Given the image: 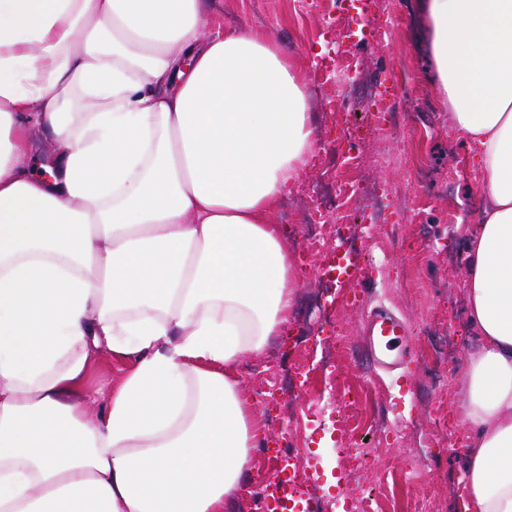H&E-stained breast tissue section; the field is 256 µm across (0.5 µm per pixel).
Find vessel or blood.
<instances>
[{
	"instance_id": "1",
	"label": "vessel or blood",
	"mask_w": 512,
	"mask_h": 512,
	"mask_svg": "<svg viewBox=\"0 0 512 512\" xmlns=\"http://www.w3.org/2000/svg\"><path fill=\"white\" fill-rule=\"evenodd\" d=\"M363 342L376 366L385 370L403 366L412 357L407 323L377 307L367 316Z\"/></svg>"
}]
</instances>
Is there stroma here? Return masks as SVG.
I'll return each instance as SVG.
<instances>
[{
	"mask_svg": "<svg viewBox=\"0 0 512 512\" xmlns=\"http://www.w3.org/2000/svg\"><path fill=\"white\" fill-rule=\"evenodd\" d=\"M415 0H374L362 8L352 0L337 12L336 0H316L298 11L294 0H208L216 28L240 25L268 32L288 53L306 64L311 110L321 136L319 155L329 169L310 161L291 189V197L315 199L332 180L353 175L364 190L357 204H342L349 223L370 225L371 236L356 245L348 260L356 283L327 282L300 274L293 318L274 337L266 356L245 358L237 369L242 394L252 400L263 441L254 452L258 482L243 492L233 512H260L259 492H272L276 479L264 456L272 448L296 446L312 452L318 493L340 508L354 486H373L376 512H417L420 489L431 482L429 512H465V448L469 429L458 392L468 353L478 339L467 314L465 256L470 215L479 192L473 180L477 160L463 136L450 130L445 105L426 80L427 35ZM352 67L357 99L349 119L365 134V160L350 169L336 145L339 94L330 77L340 64ZM435 179L423 183L417 170ZM367 289L372 304L391 309L410 326L415 360L405 376H376L363 342L366 311L352 302L354 287ZM347 336L335 378L317 365L319 342L330 334ZM306 341L307 381L296 383V410L279 407V394L267 368L287 353L291 337ZM447 372V392L435 386L427 368ZM128 367L126 359L101 352L90 364L86 387L105 398ZM357 397L360 413L355 437L375 465L363 469L346 451L345 438L332 424L306 426L307 414L323 398Z\"/></svg>",
	"mask_w": 512,
	"mask_h": 512,
	"instance_id": "stroma-1",
	"label": "stroma"
}]
</instances>
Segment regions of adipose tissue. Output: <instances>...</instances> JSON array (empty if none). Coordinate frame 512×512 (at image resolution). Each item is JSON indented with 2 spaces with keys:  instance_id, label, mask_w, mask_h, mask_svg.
Segmentation results:
<instances>
[{
  "instance_id": "ef3b65f1",
  "label": "adipose tissue",
  "mask_w": 512,
  "mask_h": 512,
  "mask_svg": "<svg viewBox=\"0 0 512 512\" xmlns=\"http://www.w3.org/2000/svg\"><path fill=\"white\" fill-rule=\"evenodd\" d=\"M419 8L484 200L467 512H512V0ZM211 26L203 0H0V512H226L253 482L237 368L292 315L270 214L319 138L303 65ZM102 349L130 366L92 405Z\"/></svg>"
}]
</instances>
